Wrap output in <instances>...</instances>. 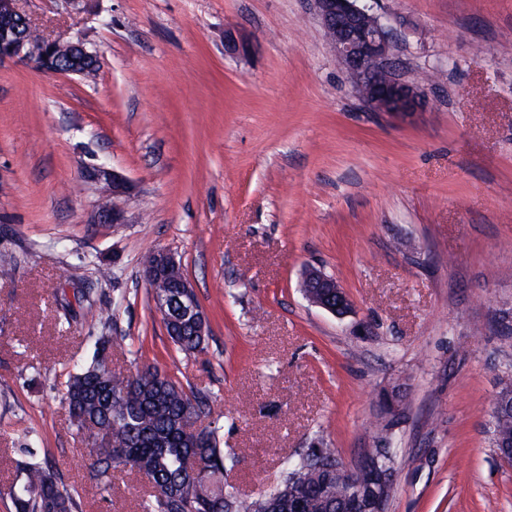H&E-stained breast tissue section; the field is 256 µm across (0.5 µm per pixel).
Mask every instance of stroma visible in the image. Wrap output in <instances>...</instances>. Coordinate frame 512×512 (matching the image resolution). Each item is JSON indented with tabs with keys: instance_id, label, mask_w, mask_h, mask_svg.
I'll use <instances>...</instances> for the list:
<instances>
[{
	"instance_id": "obj_1",
	"label": "stroma",
	"mask_w": 512,
	"mask_h": 512,
	"mask_svg": "<svg viewBox=\"0 0 512 512\" xmlns=\"http://www.w3.org/2000/svg\"><path fill=\"white\" fill-rule=\"evenodd\" d=\"M40 33L81 39L94 78L0 62V512L36 459L78 512H145L117 477L104 502L64 385L101 327L61 326L83 294L112 310V363L202 398L258 497L316 441L348 466L381 434L397 449L389 512H512V463L491 444L512 364V0H378L414 119L359 99L314 0H17ZM242 39L229 51L226 31ZM127 178L125 221L100 167ZM181 263L206 313L203 351L175 349L141 276ZM334 277L345 318L312 306L307 268ZM108 277H101V269ZM98 175L102 177L112 176V205H105L103 203L99 209L98 218L103 222L112 221V224H121L124 221V215L119 199L128 194L132 186L114 169H112V174L109 171L98 170Z\"/></svg>"
}]
</instances>
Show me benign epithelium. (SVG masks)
Returning a JSON list of instances; mask_svg holds the SVG:
<instances>
[{"mask_svg":"<svg viewBox=\"0 0 512 512\" xmlns=\"http://www.w3.org/2000/svg\"><path fill=\"white\" fill-rule=\"evenodd\" d=\"M316 11L328 40L352 80L358 96L374 112L412 118L427 106L423 88L405 80L397 72L391 56L392 34L375 13L370 0H315ZM3 21L0 22V60L21 58L34 64L40 71L57 75L50 50H85L81 41L46 39L32 26L29 18L20 12L15 0L3 3ZM100 176H112V204L102 205L98 218L103 222L121 224L124 221L119 199L128 194L132 185L117 172L98 171ZM157 271L169 272L180 267V262L168 250L152 251L146 258ZM307 300L338 318L351 312L345 307L348 295L336 279L322 271L310 268L302 280ZM309 470L324 474L323 494L338 504H347L356 512H387V475L372 470L370 457L365 456L354 468L341 458L336 464L324 467L313 462Z\"/></svg>","mask_w":512,"mask_h":512,"instance_id":"obj_1","label":"benign epithelium"}]
</instances>
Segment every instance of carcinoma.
<instances>
[{"label":"carcinoma","mask_w":512,"mask_h":512,"mask_svg":"<svg viewBox=\"0 0 512 512\" xmlns=\"http://www.w3.org/2000/svg\"><path fill=\"white\" fill-rule=\"evenodd\" d=\"M145 276L154 297L164 301L162 322L171 342L185 354L202 350L209 333L202 312L181 313L184 271L158 274L148 266ZM95 347L92 362L69 375L64 397L77 432H89L90 421L112 448L90 463L99 487L110 491L116 473L139 471L154 483L149 512H264L271 501L278 512H288V484L294 479L288 467L303 469V458L283 461L279 482L265 495L240 496L224 478L235 459L219 447L218 428L208 425L197 433L185 428L189 418L204 412V403L150 368L135 373L111 369L112 337H95ZM492 436L512 441V404L498 398ZM19 474L8 492L14 512H76L73 494L48 466L27 462Z\"/></svg>","instance_id":"obj_1"}]
</instances>
